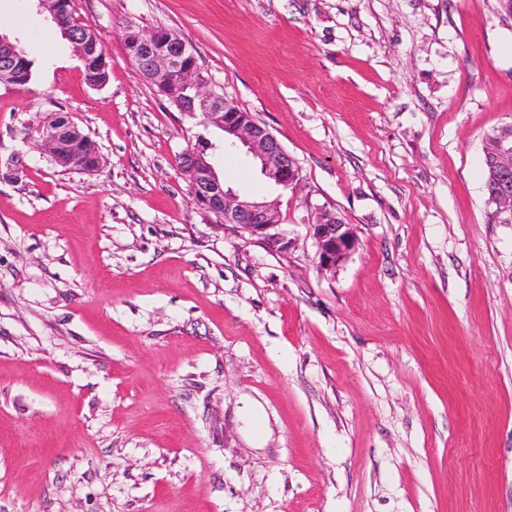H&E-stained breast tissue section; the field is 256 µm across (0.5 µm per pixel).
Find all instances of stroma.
I'll use <instances>...</instances> for the list:
<instances>
[{
    "instance_id": "35a3bbf8",
    "label": "stroma",
    "mask_w": 512,
    "mask_h": 512,
    "mask_svg": "<svg viewBox=\"0 0 512 512\" xmlns=\"http://www.w3.org/2000/svg\"><path fill=\"white\" fill-rule=\"evenodd\" d=\"M104 87L34 0H0L34 76L0 83V512H512V124L498 0H72ZM166 27L278 139L282 189L127 59ZM96 144L65 171L51 112ZM277 201L287 250L194 204ZM357 235L322 269L308 226ZM51 114L44 118L39 128L40 146L52 156L56 164L66 165L75 158L76 161L71 166L72 170L87 172L95 170L100 163L95 142L79 130L80 136L72 147L74 156L67 153L63 147L69 145L68 137L78 132V127L69 115L65 116L63 121L54 123L52 127L50 126ZM484 160L497 178L496 190L491 193L490 203L500 212L512 215V125L495 131L486 137ZM484 162L486 191L492 177ZM488 195V191H487ZM489 199V195H488Z\"/></svg>"
}]
</instances>
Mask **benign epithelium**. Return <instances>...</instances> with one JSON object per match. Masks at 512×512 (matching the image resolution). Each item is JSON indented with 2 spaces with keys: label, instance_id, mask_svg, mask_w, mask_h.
Masks as SVG:
<instances>
[{
  "label": "benign epithelium",
  "instance_id": "7a95c632",
  "mask_svg": "<svg viewBox=\"0 0 512 512\" xmlns=\"http://www.w3.org/2000/svg\"><path fill=\"white\" fill-rule=\"evenodd\" d=\"M127 56L144 66L147 78L161 93L168 94L181 84L189 92L187 98L176 101L180 110L190 114L199 113L202 121L213 124L224 131V149L244 148L260 164L261 174L274 185L283 189L295 186L300 179L299 167L285 151L277 138L261 125L249 112H245L231 99H224V109L217 108L218 93L210 88L209 80L185 62L194 54L180 36L161 32L154 28L143 30L128 25L124 31ZM75 52L87 70L100 72L107 65L100 64L87 38L70 40ZM0 82L8 84L20 81L25 74L21 55L13 43L0 35ZM78 132L71 117L50 124L45 117L40 128V146L57 164L66 165L74 156L64 147L69 145V136ZM484 160L497 178L496 190L491 193L490 203L500 212L512 215V125L495 131L486 137ZM185 168L189 177V190L193 201L200 207L214 212L222 224H234L249 234L266 241L271 247L288 250V239L276 232L280 214L274 201H257L244 198L224 187L215 168L206 158V151L191 150L187 153ZM317 244L319 265L325 269L340 266L357 245L356 234L351 225L329 212L319 213L310 225Z\"/></svg>",
  "mask_w": 512,
  "mask_h": 512
}]
</instances>
